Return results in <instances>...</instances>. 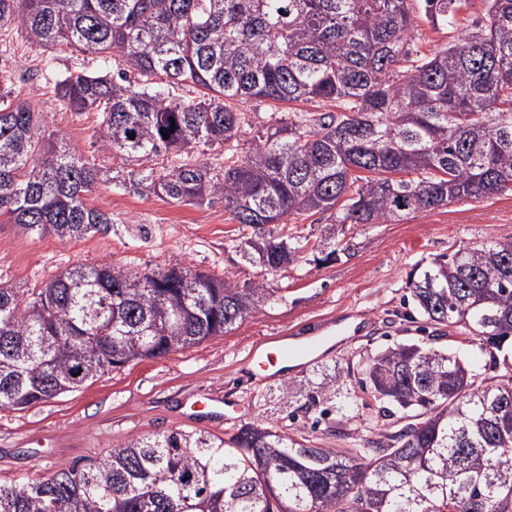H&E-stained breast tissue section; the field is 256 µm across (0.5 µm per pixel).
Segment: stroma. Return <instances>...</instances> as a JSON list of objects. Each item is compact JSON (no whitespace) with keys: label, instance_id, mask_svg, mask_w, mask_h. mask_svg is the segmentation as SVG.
<instances>
[{"label":"stroma","instance_id":"35a3bbf8","mask_svg":"<svg viewBox=\"0 0 512 512\" xmlns=\"http://www.w3.org/2000/svg\"><path fill=\"white\" fill-rule=\"evenodd\" d=\"M486 0H461L454 27L436 30L414 13L409 46L423 55L446 47L483 16ZM113 59L66 45L31 41L17 26H0V95L27 100L50 129L103 172L133 164L98 148L96 112H73L56 97V82L77 73H115ZM109 213L110 232L81 239L41 236L0 218V286L21 298L44 288L76 265L111 262L145 272L171 266L205 272L234 284L260 281L268 293L258 310L224 335L166 356L135 361L105 373L58 398L21 411L0 410V485L46 477L60 466L96 458L133 438L174 431L227 438L242 425L262 422L306 437L310 446L348 448L363 436L365 419L346 435L334 432V417L298 412L292 393L336 371L338 390L327 408L348 403L358 388L347 369L379 348L412 341L459 349L471 363L487 361L460 326L428 324L415 309L407 286L416 265L492 242H512V193L453 201L387 224L349 225L337 261L305 260L270 272L242 257L241 232L223 200L197 207L117 181L98 182L87 196ZM319 344L296 365L266 377L250 368L253 348L268 352ZM227 402L223 418L192 415L191 406Z\"/></svg>","mask_w":512,"mask_h":512}]
</instances>
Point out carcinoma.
Masks as SVG:
<instances>
[{"label": "carcinoma", "instance_id": "1", "mask_svg": "<svg viewBox=\"0 0 512 512\" xmlns=\"http://www.w3.org/2000/svg\"><path fill=\"white\" fill-rule=\"evenodd\" d=\"M450 45L408 61L414 5L435 27L460 0H0V24L37 42L112 56L118 78L71 74L63 105L97 110L100 146L146 164L132 183L196 205L224 200L239 251L267 271L304 258L309 239L266 232L292 215L383 224L512 186V0ZM135 73L130 79L128 71ZM203 89L194 98L177 91ZM336 102L258 132L241 104ZM168 132L163 137L161 131ZM26 101L0 97V215L29 232L79 239L110 231L88 205L99 170ZM224 165L199 162V144ZM168 165L149 163L160 155ZM408 288L433 325L460 324L488 355L477 372L441 347L399 343L362 366L377 416L402 423L357 448H313L248 424L227 440L133 438L81 466L0 486V512H512V244L483 245L414 271ZM264 283L238 287L177 268L144 274L105 263L70 268L29 300L0 287V409L23 410L139 359L231 330ZM326 400L322 387L300 409Z\"/></svg>", "mask_w": 512, "mask_h": 512}]
</instances>
